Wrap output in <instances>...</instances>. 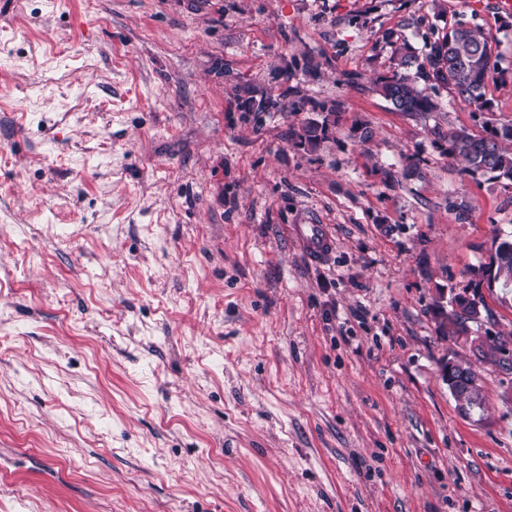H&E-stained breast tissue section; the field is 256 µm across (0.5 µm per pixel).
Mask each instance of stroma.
Listing matches in <instances>:
<instances>
[{
  "instance_id": "obj_1",
  "label": "stroma",
  "mask_w": 512,
  "mask_h": 512,
  "mask_svg": "<svg viewBox=\"0 0 512 512\" xmlns=\"http://www.w3.org/2000/svg\"><path fill=\"white\" fill-rule=\"evenodd\" d=\"M459 22L512 121L494 0H0V512H512V373L436 311L476 287L471 330L512 332V182L443 154L473 105L375 85ZM233 95L240 102L241 112H268L270 106L275 105L268 95L249 88L234 86ZM272 99V100H271ZM293 231L310 259L322 258L332 247V240L323 224H295ZM497 246L488 266L489 279L502 281L504 286L512 284V233L495 237ZM463 366L470 371L468 366ZM464 368L451 359L446 361L443 366V379L447 382L448 388L455 399L462 393L471 395L476 384L473 376Z\"/></svg>"
}]
</instances>
